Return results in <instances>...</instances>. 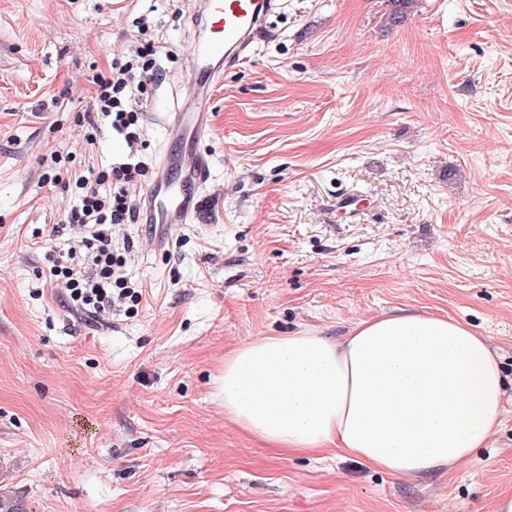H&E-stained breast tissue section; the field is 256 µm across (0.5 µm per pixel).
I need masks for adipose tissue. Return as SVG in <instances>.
<instances>
[{
    "instance_id": "adipose-tissue-1",
    "label": "adipose tissue",
    "mask_w": 512,
    "mask_h": 512,
    "mask_svg": "<svg viewBox=\"0 0 512 512\" xmlns=\"http://www.w3.org/2000/svg\"><path fill=\"white\" fill-rule=\"evenodd\" d=\"M219 396L246 432L284 451L336 449L405 477L453 470L485 447L503 377L485 337L433 314L353 324L340 340L265 336L224 361Z\"/></svg>"
}]
</instances>
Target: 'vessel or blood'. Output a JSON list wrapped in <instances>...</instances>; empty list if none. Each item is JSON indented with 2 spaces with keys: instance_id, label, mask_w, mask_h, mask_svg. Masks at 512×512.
<instances>
[{
  "instance_id": "obj_1",
  "label": "vessel or blood",
  "mask_w": 512,
  "mask_h": 512,
  "mask_svg": "<svg viewBox=\"0 0 512 512\" xmlns=\"http://www.w3.org/2000/svg\"><path fill=\"white\" fill-rule=\"evenodd\" d=\"M277 0H200L199 35L188 62L187 95L166 113L164 150L137 199L138 222L157 250H170L177 229L197 223L212 161L202 143L212 128L210 100L226 73L249 61L269 33Z\"/></svg>"
}]
</instances>
